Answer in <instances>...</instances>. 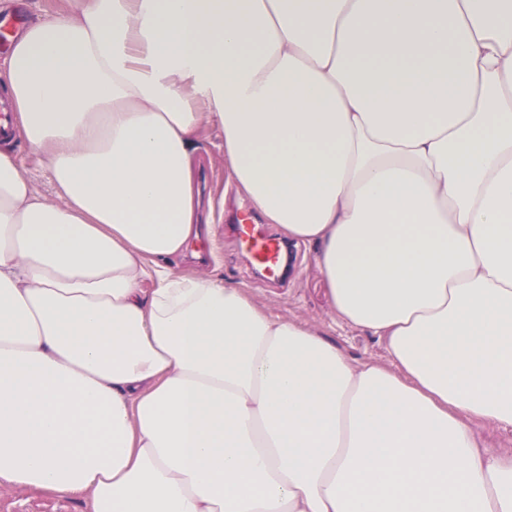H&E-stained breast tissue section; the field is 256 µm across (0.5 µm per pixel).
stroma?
<instances>
[{"label":"stroma","mask_w":512,"mask_h":512,"mask_svg":"<svg viewBox=\"0 0 512 512\" xmlns=\"http://www.w3.org/2000/svg\"><path fill=\"white\" fill-rule=\"evenodd\" d=\"M222 141L223 135L218 129L205 130L196 167L203 193L223 196L224 221L215 225L212 239L201 240L169 258L171 269L177 273L193 271L204 277H217L225 283L246 288L256 303L274 314L329 335L352 360L384 359L383 344L377 337L334 319L311 247L291 243L292 265L286 280L270 281L252 271L238 241L224 230L225 225L236 223L246 205L238 200L235 190L224 187ZM0 512H86V504L78 497L60 498L16 488L0 493Z\"/></svg>","instance_id":"35a3bbf8"}]
</instances>
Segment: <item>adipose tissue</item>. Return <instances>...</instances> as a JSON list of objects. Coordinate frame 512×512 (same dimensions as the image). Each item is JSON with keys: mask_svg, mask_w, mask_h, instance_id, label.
<instances>
[{"mask_svg": "<svg viewBox=\"0 0 512 512\" xmlns=\"http://www.w3.org/2000/svg\"><path fill=\"white\" fill-rule=\"evenodd\" d=\"M69 2L0 58V487L512 512V449L478 435L512 427V0ZM210 127L386 363L170 271Z\"/></svg>", "mask_w": 512, "mask_h": 512, "instance_id": "adipose-tissue-1", "label": "adipose tissue"}]
</instances>
